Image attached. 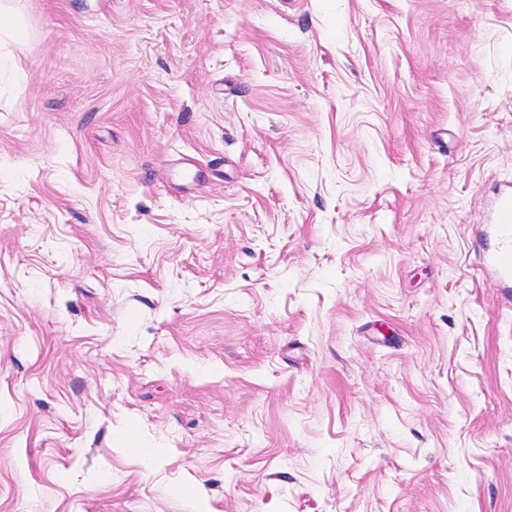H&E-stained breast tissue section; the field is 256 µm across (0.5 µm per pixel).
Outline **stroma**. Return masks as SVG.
Listing matches in <instances>:
<instances>
[{"label":"stroma","instance_id":"obj_1","mask_svg":"<svg viewBox=\"0 0 512 512\" xmlns=\"http://www.w3.org/2000/svg\"><path fill=\"white\" fill-rule=\"evenodd\" d=\"M0 512H512V0H21ZM497 232L502 239V245L499 252L489 260L496 280L491 283L494 288L498 287V283L507 285L512 282V187L502 196L497 219Z\"/></svg>","mask_w":512,"mask_h":512}]
</instances>
